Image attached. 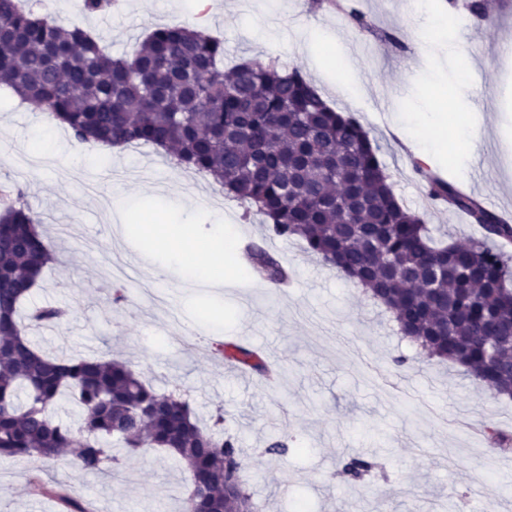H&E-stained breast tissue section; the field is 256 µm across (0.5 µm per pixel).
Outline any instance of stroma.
<instances>
[{
    "mask_svg": "<svg viewBox=\"0 0 512 512\" xmlns=\"http://www.w3.org/2000/svg\"><path fill=\"white\" fill-rule=\"evenodd\" d=\"M371 20L359 32L332 0H121L119 14L82 13L79 0H52L50 15L79 22L115 56L162 24L208 29L224 40V64L275 60L300 69L335 109L355 113L380 154L396 194L421 208L422 185L411 153L394 137L401 122L431 139L440 172L471 183L477 197L512 209V8L489 0L474 31L456 26L465 0H439L420 11L407 0H355ZM468 48L466 60L451 54ZM339 58L348 93L336 89ZM478 128L473 145L442 137V127ZM111 173L109 187L132 213L116 228L111 211L90 193L91 176ZM20 189L58 261L29 298L33 306L70 309L60 327L30 331L44 350L67 356L123 359L159 391H188L202 425L223 428L249 458L247 489L256 512H512V450H492L467 423L512 434V400L494 396L453 364L421 352L402 336L392 314L296 240L267 235L258 216L237 201L212 199L218 184L175 166L150 146L94 153L73 144L41 109L0 87V184ZM195 200L179 204L172 185ZM435 237L467 242L480 234L463 214H428ZM145 224L186 226L197 235L221 224L234 240L262 245L296 271L290 288L242 274L220 293L189 285L182 265L168 262ZM126 300L113 302L116 292ZM192 327L214 339L257 349L280 367L276 386L259 375L195 357L180 336ZM287 440L281 457L265 454ZM351 457L376 469L352 482L341 472ZM291 477L288 488L276 481ZM72 486L88 512H180L189 476L166 452L146 448L114 469L82 474L66 462L45 466L0 460V512H62L32 493L29 481Z\"/></svg>",
    "mask_w": 512,
    "mask_h": 512,
    "instance_id": "1",
    "label": "stroma"
}]
</instances>
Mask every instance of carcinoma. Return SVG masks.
Instances as JSON below:
<instances>
[{
	"label": "carcinoma",
	"mask_w": 512,
	"mask_h": 512,
	"mask_svg": "<svg viewBox=\"0 0 512 512\" xmlns=\"http://www.w3.org/2000/svg\"><path fill=\"white\" fill-rule=\"evenodd\" d=\"M0 85L39 104L78 144L148 145L211 176L253 210L268 235L296 238L307 253L368 288L423 352L451 362L497 396L512 397V224L452 180L416 163L437 205L465 214L483 236L466 244L430 234L426 213L395 193L380 147L352 113L331 107L297 68L242 59L224 71V40L186 25L155 28L124 56L108 55L80 24L0 0ZM0 187V458H67L102 472L160 448L187 470L182 512H248L246 463L236 439L199 425L191 396L159 393L119 359L49 355L29 339L63 325L60 307L22 308L56 261L21 193ZM247 275L279 287L293 270L252 244ZM212 354L267 379L275 371L252 348L213 343ZM68 398L72 423L54 416ZM373 468L349 459L343 473ZM37 493L86 512L69 486L34 478Z\"/></svg>",
	"instance_id": "cac0c4a2"
}]
</instances>
